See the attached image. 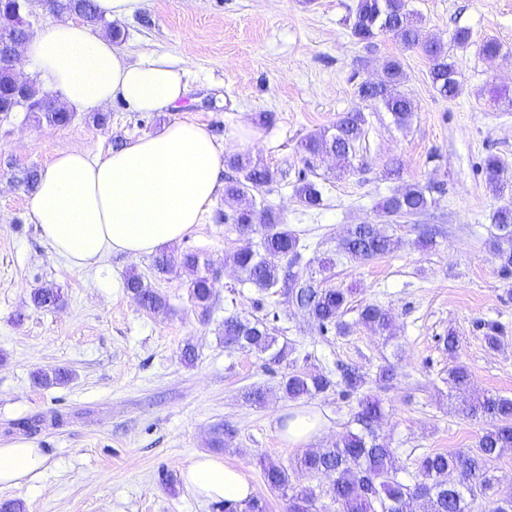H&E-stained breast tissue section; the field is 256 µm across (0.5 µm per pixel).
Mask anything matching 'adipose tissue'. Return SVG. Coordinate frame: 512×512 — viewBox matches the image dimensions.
<instances>
[{
    "mask_svg": "<svg viewBox=\"0 0 512 512\" xmlns=\"http://www.w3.org/2000/svg\"><path fill=\"white\" fill-rule=\"evenodd\" d=\"M23 55L61 102L97 110L122 100L133 112H170L185 97L184 70L145 52L136 62L104 34L72 21L51 24L31 37ZM224 149L205 125L178 121L124 142L106 157L83 150L56 152L42 170L30 207L54 255L72 267L106 256L156 252L181 241L224 182ZM44 464L24 438L0 447V487L18 486ZM185 482L206 500L240 503L254 494L242 472L200 455Z\"/></svg>",
    "mask_w": 512,
    "mask_h": 512,
    "instance_id": "1",
    "label": "adipose tissue"
}]
</instances>
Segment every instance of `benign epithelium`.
Returning <instances> with one entry per match:
<instances>
[{"label": "benign epithelium", "mask_w": 512, "mask_h": 512, "mask_svg": "<svg viewBox=\"0 0 512 512\" xmlns=\"http://www.w3.org/2000/svg\"><path fill=\"white\" fill-rule=\"evenodd\" d=\"M37 14L33 10V0H22L16 4L14 0H0V67H6L13 76L14 103L11 107L0 109V112H16L27 109L22 92L26 81L17 76V64L20 49L30 35L33 21Z\"/></svg>", "instance_id": "obj_1"}]
</instances>
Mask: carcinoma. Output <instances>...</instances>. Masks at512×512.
<instances>
[{"mask_svg": "<svg viewBox=\"0 0 512 512\" xmlns=\"http://www.w3.org/2000/svg\"><path fill=\"white\" fill-rule=\"evenodd\" d=\"M50 8L57 13L78 14L92 28L104 27L105 33L121 40V30L103 25L94 0H50ZM351 35L367 50L375 47V39L390 33L403 47L419 49L427 57L429 78L434 89L442 96L454 98L462 92L453 64L448 62L447 51L441 42L431 37L420 18L408 9L407 0H357L350 12ZM405 79L402 60L396 56L387 59L383 74L376 81H363L357 88L360 101L383 106L394 123L406 127L416 110L413 99L400 90ZM44 88L34 80L28 81L27 94L30 111L38 120L51 126H63L71 121L69 112L49 110L43 95ZM366 116L355 108L340 116L332 129L311 135L301 142V149L311 157L332 155L346 161L356 155L365 137ZM225 166L237 177L224 181V200L235 201L240 207L229 216L243 233L263 231L262 252L243 248L232 255L234 266L244 276V281L262 293L283 289L292 303L305 316L316 322L320 329L346 328L342 317L347 310V292L335 288H316L311 281L299 274L285 276L282 267L273 258H285L288 265L300 266L303 261L299 238L280 216L269 207L256 208L253 192L271 184L276 172L248 153L225 158ZM488 185L492 193L501 198L512 192V179L507 176L501 160L491 155L485 161ZM300 203L310 209L322 205V192L317 183L302 179L296 187ZM437 203L430 190L418 184L406 186L379 204L388 217L419 215ZM497 234L492 243L493 253L500 271L512 274V202L507 201L491 215ZM397 244L375 224H355L341 240L340 248L351 257L367 261L392 252ZM179 267L186 276L189 296L200 316H209L215 298V279L208 265L201 264L200 256L186 251L178 259L161 254L154 260L157 272L164 274ZM125 288L139 305L152 314L168 311L166 299L143 278L135 273L125 277ZM61 301L59 289L50 286L31 293V302L37 308L54 307ZM360 323L374 333L383 334L392 328L389 313L374 304L365 305L359 313ZM224 345L247 349L259 355H269L282 361L286 348L277 347L276 337L262 321L224 319ZM469 383V373L462 366L448 372V385L462 389ZM333 381L323 373L292 372L283 378L281 391L284 397L296 400L328 391ZM460 413L467 419L481 420L488 428L477 446L463 452H433L423 455L418 464L421 481L408 485L397 480L394 450L381 441L374 431V424L383 416L380 400L365 396L358 401L354 413L357 428L344 434L333 446L309 449L297 456L287 469L266 457L260 458L264 480L269 490L277 492L286 501V512H322L319 504L329 498L335 512H470V505L487 495L493 488V464L506 448H512V398L486 393L464 402ZM322 473L332 477L326 490L316 491L310 486L293 483L294 472ZM451 472L460 475L461 481L450 484L445 476ZM224 512H268V503L261 496H254L244 506L224 504Z\"/></svg>", "mask_w": 512, "mask_h": 512, "instance_id": "1", "label": "carcinoma"}]
</instances>
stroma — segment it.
Here are the masks:
<instances>
[{
	"label": "stroma",
	"instance_id": "stroma-1",
	"mask_svg": "<svg viewBox=\"0 0 512 512\" xmlns=\"http://www.w3.org/2000/svg\"><path fill=\"white\" fill-rule=\"evenodd\" d=\"M354 0H145L119 22L117 47L128 61L144 51L185 68L187 95L174 112L128 111L121 101L94 112L77 111L64 127L38 123L24 112L0 114V447L28 436L45 463L19 486L0 487V501H23L25 512H224L205 501L182 477L198 454L208 452L217 425L233 430L219 455L265 496L268 512H286L284 499L267 487L260 457L289 465L300 448L280 433L295 402L278 384L291 371L335 374L354 367L365 377L359 392L333 388L306 400L326 422L313 445L322 448L352 429L360 397L379 398L384 416L375 433L393 448L397 478L414 483L421 456L475 447L485 424L457 411L458 393L448 372L462 365L470 374L469 396L496 393L512 398V275H503L490 242V222L500 206L486 185L482 165L496 155L512 166V106L494 102L496 89L512 91V0H408L426 29L445 46L462 92L441 97L432 87L422 51L404 48L391 34L365 50L351 35ZM471 40L461 47L458 28ZM497 40L498 58L480 52ZM399 57L404 92L416 112L398 127L384 110L365 108L366 135L350 167L334 158H309L301 141L332 128L358 103L356 89L376 78L384 61ZM271 112L268 127L256 113ZM208 126L226 153L251 152L277 173L257 200L280 215L304 245L303 277L321 288L350 294L347 329L322 331L287 297L264 295L245 282L229 256L259 248L261 236L245 235L226 222L231 208L216 195L202 222L170 254L194 251L221 270L209 320H202L186 278L157 274L153 256L106 257L90 269L53 256L19 182L29 169L43 170L62 149L104 155L127 139L175 121ZM401 179L383 172L392 160ZM319 184L323 204L299 203V175ZM439 186V204L412 219L380 214L377 204L409 184ZM354 224H376L398 242L391 253L357 262L339 250ZM432 245L420 246L423 232ZM140 274L163 295L170 311L146 312L125 290L128 273ZM61 288L64 302L38 309L34 289ZM377 304L393 319L391 334L371 332L358 321L361 307ZM260 319L290 348L280 362L225 347L220 335L228 316ZM496 331L500 344L484 336ZM460 338L448 353L447 334ZM195 359L185 363L184 345ZM392 365L390 383L377 379ZM63 368L67 383L45 387L38 371ZM267 389L263 405L246 402L254 387ZM39 421L28 433L24 421Z\"/></svg>",
	"mask_w": 512,
	"mask_h": 512
}]
</instances>
